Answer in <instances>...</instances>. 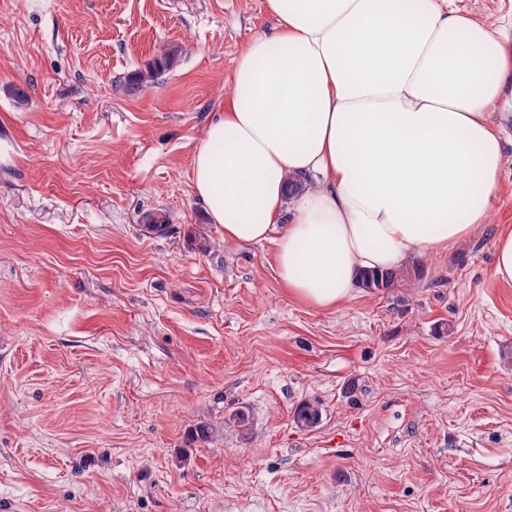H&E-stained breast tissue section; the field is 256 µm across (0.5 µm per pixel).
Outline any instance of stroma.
I'll list each match as a JSON object with an SVG mask.
<instances>
[{"label":"stroma","instance_id":"stroma-1","mask_svg":"<svg viewBox=\"0 0 512 512\" xmlns=\"http://www.w3.org/2000/svg\"><path fill=\"white\" fill-rule=\"evenodd\" d=\"M268 25L265 0H0V512H512V118L489 224L310 307L191 185ZM179 54L178 48L167 47L146 69L140 70L132 77L127 87L128 91L136 93L144 87L156 83L163 73L169 72L177 66ZM495 274L503 282L512 283V226L500 228L495 240Z\"/></svg>","mask_w":512,"mask_h":512}]
</instances>
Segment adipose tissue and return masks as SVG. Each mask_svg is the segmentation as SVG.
I'll return each mask as SVG.
<instances>
[{
  "mask_svg": "<svg viewBox=\"0 0 512 512\" xmlns=\"http://www.w3.org/2000/svg\"><path fill=\"white\" fill-rule=\"evenodd\" d=\"M192 158L228 241L269 242L289 296L329 309L362 276L490 223L512 41L448 0H266ZM303 184L289 193V180Z\"/></svg>",
  "mask_w": 512,
  "mask_h": 512,
  "instance_id": "adipose-tissue-1",
  "label": "adipose tissue"
}]
</instances>
